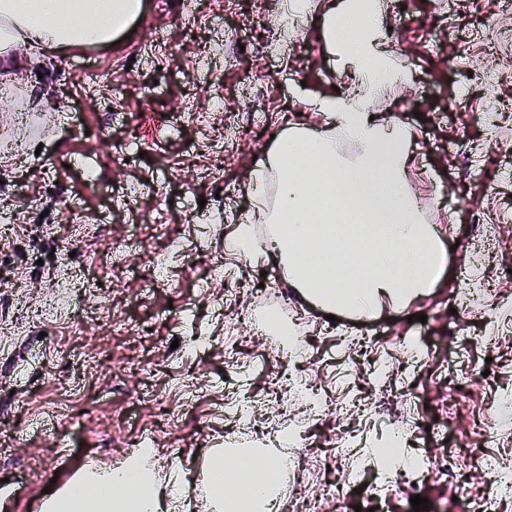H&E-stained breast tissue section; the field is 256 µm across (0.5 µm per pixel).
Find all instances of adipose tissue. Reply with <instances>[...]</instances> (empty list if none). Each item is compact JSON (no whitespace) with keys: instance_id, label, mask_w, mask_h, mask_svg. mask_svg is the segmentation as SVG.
Masks as SVG:
<instances>
[{"instance_id":"obj_1","label":"adipose tissue","mask_w":512,"mask_h":512,"mask_svg":"<svg viewBox=\"0 0 512 512\" xmlns=\"http://www.w3.org/2000/svg\"><path fill=\"white\" fill-rule=\"evenodd\" d=\"M140 11V0H0V42L68 47L111 41ZM337 38L359 54L371 41L368 13L349 7ZM361 91L350 101L327 100L319 108L327 122L318 134L285 133L272 156L279 172L276 211L263 212L276 225L270 254L295 288L325 311L354 315L402 306L426 293L445 266L436 228L420 223L404 174L411 163L404 124L372 118L367 90L380 80L409 81L405 71L367 64L354 72ZM350 140L353 161L336 157V143ZM325 161L330 178L317 188L302 171L303 158ZM323 235L311 260L298 249L312 228ZM276 466L256 469L263 456ZM232 466H225V459ZM284 448H229L208 467L210 501L222 512H268L288 469ZM178 485L160 480L154 449L142 448L121 467L84 470L71 486L49 497L43 512H163L179 499Z\"/></svg>"}]
</instances>
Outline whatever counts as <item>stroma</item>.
<instances>
[{
	"label": "stroma",
	"mask_w": 512,
	"mask_h": 512,
	"mask_svg": "<svg viewBox=\"0 0 512 512\" xmlns=\"http://www.w3.org/2000/svg\"><path fill=\"white\" fill-rule=\"evenodd\" d=\"M297 22L286 0H142L135 29L117 45L82 44L53 51L0 50V79L22 88L15 105H0V138L14 135V112L37 113L39 129L15 152L0 153V479L43 460L12 512H41L46 492H58L82 470L116 466L138 436L157 455L160 479L177 475L178 460L196 468L205 449L257 445V431L278 444L295 408L261 406L254 427L224 433L225 371L261 401L288 367L281 343L265 328L266 305L250 296L262 282L284 283L272 260L234 257L225 239L252 225L258 204L274 208L278 174L268 165L275 137L293 128L318 131L326 99L356 96L353 66L335 47L330 17L345 0H305ZM375 44L382 65L411 71L407 85L383 82L370 109L411 131L413 162L406 179L423 203L418 216L437 226L448 265L432 290L403 309L372 317L326 320L319 308L289 291L288 310L308 335V372L344 398L345 369L390 366L385 388L373 392L376 430L425 433V417L453 418L466 492L438 477L420 486L429 512H469L488 483L493 459L512 465V421L499 403L512 400V9L504 0H375ZM242 48L226 56L224 43ZM100 82L87 87L83 76ZM222 99L223 111L198 122L189 103ZM120 113L107 124L102 110ZM241 113L245 138L224 143L225 113ZM475 158L479 176L464 173ZM263 202H256V191ZM74 205L78 221L55 222L57 204ZM494 227L488 250L474 253L476 224ZM140 244L137 260L122 245ZM163 267L167 278L153 284ZM492 289L486 305L459 317L451 311L467 289ZM75 291L65 318L43 327L30 315L48 295ZM252 327L234 328L243 310ZM426 322H418V315ZM96 317L98 339L72 328ZM363 330V348L336 340ZM419 338L417 366L398 342ZM191 339L190 348H173ZM489 374L474 387L467 376ZM77 383L87 402L59 420L43 409L62 381ZM412 383L420 405L407 403ZM497 435L485 448L469 445L476 422Z\"/></svg>",
	"instance_id": "1"
}]
</instances>
